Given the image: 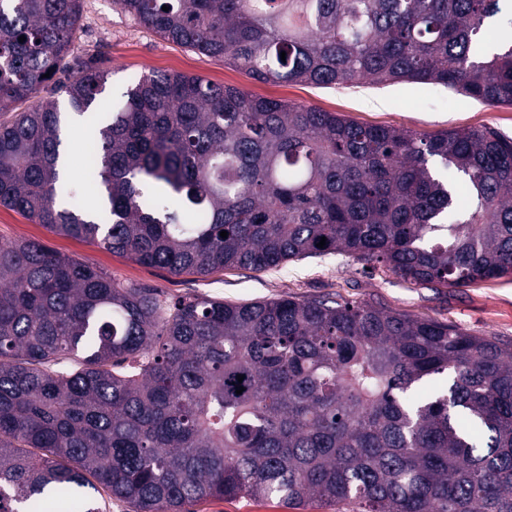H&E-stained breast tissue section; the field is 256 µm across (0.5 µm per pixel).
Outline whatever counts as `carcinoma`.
I'll return each instance as SVG.
<instances>
[{
  "label": "carcinoma",
  "mask_w": 512,
  "mask_h": 512,
  "mask_svg": "<svg viewBox=\"0 0 512 512\" xmlns=\"http://www.w3.org/2000/svg\"><path fill=\"white\" fill-rule=\"evenodd\" d=\"M500 2L117 0L259 82L512 105V41L485 43ZM79 18L80 0H0V206L174 275L326 254L421 285L512 275V138L362 125L179 73L140 77L111 112L109 72L71 56ZM46 73L84 122L90 205L61 179ZM103 491L132 512L226 496L512 512V344L335 297L168 300L1 242L0 512H103Z\"/></svg>",
  "instance_id": "cac0c4a2"
}]
</instances>
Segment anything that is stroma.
<instances>
[{"mask_svg":"<svg viewBox=\"0 0 512 512\" xmlns=\"http://www.w3.org/2000/svg\"><path fill=\"white\" fill-rule=\"evenodd\" d=\"M75 53L97 56L110 71L104 99L119 107L129 80L151 73H182L257 97L285 100L334 112L365 125L410 129L433 135L458 127H490L512 137V106L488 105L439 85L398 83L386 87L348 84L320 87L263 83L246 70L163 39L125 13L116 0H81ZM32 239L46 248L104 270L120 283L160 289L168 298L207 296L229 303L334 295L415 318L455 324L480 336L512 341V275L462 288L414 285L380 268L363 273L345 255L295 260L255 271L230 268L207 276L174 275L146 267L99 245L67 237L0 206V242ZM190 512H334L316 501L295 504L271 498H207Z\"/></svg>","mask_w":512,"mask_h":512,"instance_id":"obj_1","label":"stroma"}]
</instances>
